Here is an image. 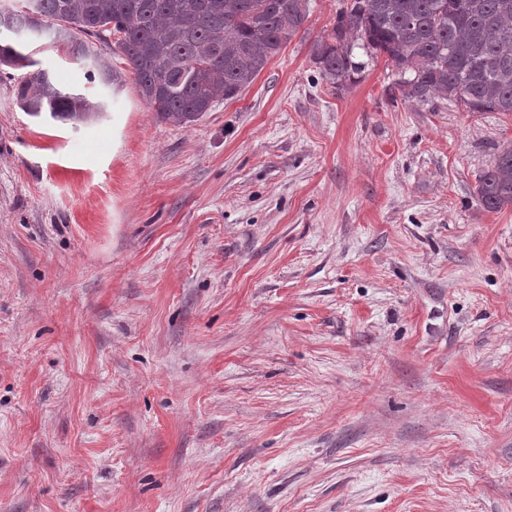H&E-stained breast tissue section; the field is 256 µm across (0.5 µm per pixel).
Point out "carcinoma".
I'll return each mask as SVG.
<instances>
[{
    "label": "carcinoma",
    "mask_w": 512,
    "mask_h": 512,
    "mask_svg": "<svg viewBox=\"0 0 512 512\" xmlns=\"http://www.w3.org/2000/svg\"><path fill=\"white\" fill-rule=\"evenodd\" d=\"M308 0H34L7 13L0 27L51 28L72 52L89 46L73 32L117 36L150 108L174 125L193 122L215 103L237 97L307 19ZM382 55L396 76L392 96L438 97L470 112L512 113V0H343L329 38L313 53L320 73L341 87L357 69L348 37ZM34 66L16 43L0 41V66ZM29 114L87 120L83 97L60 89L48 72L20 82ZM489 211L512 206V147L477 179Z\"/></svg>",
    "instance_id": "obj_1"
}]
</instances>
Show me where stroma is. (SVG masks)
<instances>
[{
    "instance_id": "1",
    "label": "stroma",
    "mask_w": 512,
    "mask_h": 512,
    "mask_svg": "<svg viewBox=\"0 0 512 512\" xmlns=\"http://www.w3.org/2000/svg\"><path fill=\"white\" fill-rule=\"evenodd\" d=\"M342 0L176 126L30 37L0 70V512H512V114L313 62ZM15 69L33 67L35 63L27 53L16 43L2 42L0 37V66ZM17 96L21 106L27 104L30 107L27 111L22 106L24 112L33 116L49 112L53 118L73 121L87 120L92 116L91 112H86L83 97L60 89L44 70L30 71L18 85ZM477 183V200L486 210L500 211L512 206V147L496 156L490 167L479 175Z\"/></svg>"
}]
</instances>
